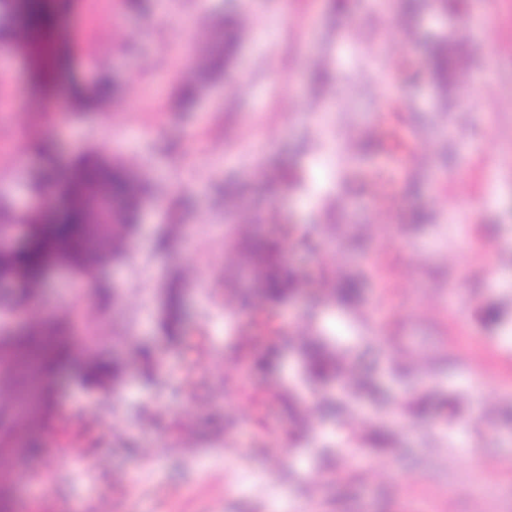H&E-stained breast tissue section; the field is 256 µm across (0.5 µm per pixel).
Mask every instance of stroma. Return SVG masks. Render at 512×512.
<instances>
[{
  "mask_svg": "<svg viewBox=\"0 0 512 512\" xmlns=\"http://www.w3.org/2000/svg\"><path fill=\"white\" fill-rule=\"evenodd\" d=\"M67 0L56 36L61 68L38 49L0 45V225L57 202L74 160L93 153L147 178L146 222L127 252L95 277L71 271L23 301L0 293V333L59 317L75 350L57 393L16 416L19 385L0 391V444L37 437L43 454H17L0 478L14 512H512V0H467L460 13L423 7L425 37L462 28L473 62L468 83L436 111L424 48L402 41L390 16L400 0ZM251 36L229 77L203 84L191 106L179 88L224 18ZM332 60V79L315 65ZM418 70L395 78V58ZM105 77L119 88L109 108L83 104L73 86ZM335 100L314 111L312 91ZM408 102L403 123L425 137L428 161L398 176L402 157L345 169L339 143L364 135L386 101ZM395 184L394 221L380 238L360 231L372 217L363 170ZM289 173L285 192L272 176ZM440 203L430 221L413 213ZM280 209L307 234L284 255L305 294L279 311L286 331L312 319L318 335L349 351L381 389L356 410L390 431L392 447L352 434L345 414L294 431L284 390L301 404L340 397L308 384L292 339L276 366L245 372L234 337L247 310L224 312V258L238 225L266 233ZM360 281L356 306L311 308L308 292L346 272ZM179 279L186 352L161 329L165 289ZM504 308L499 323L479 311ZM152 346L158 382L134 355ZM122 358L129 381L84 384V363ZM261 402L259 416L243 405ZM499 409L485 417L488 405ZM237 452L225 449L227 438ZM81 439L73 452V439ZM386 467L389 479L371 472Z\"/></svg>",
  "mask_w": 512,
  "mask_h": 512,
  "instance_id": "stroma-1",
  "label": "stroma"
}]
</instances>
